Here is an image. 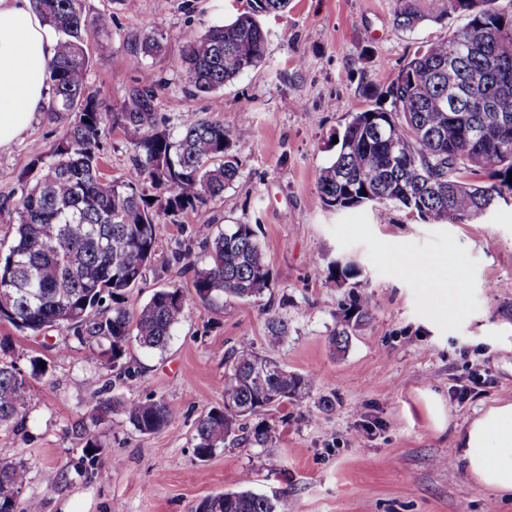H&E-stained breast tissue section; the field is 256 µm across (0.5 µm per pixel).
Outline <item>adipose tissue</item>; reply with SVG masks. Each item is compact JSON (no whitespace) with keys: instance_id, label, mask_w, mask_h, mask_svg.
<instances>
[{"instance_id":"obj_1","label":"adipose tissue","mask_w":512,"mask_h":512,"mask_svg":"<svg viewBox=\"0 0 512 512\" xmlns=\"http://www.w3.org/2000/svg\"><path fill=\"white\" fill-rule=\"evenodd\" d=\"M58 47L32 0H0V149L15 144L46 110L48 64ZM456 446L476 482L512 496V403L483 411L458 431Z\"/></svg>"}]
</instances>
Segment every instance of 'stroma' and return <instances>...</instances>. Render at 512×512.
I'll use <instances>...</instances> for the list:
<instances>
[{
	"label": "stroma",
	"instance_id": "35a3bbf8",
	"mask_svg": "<svg viewBox=\"0 0 512 512\" xmlns=\"http://www.w3.org/2000/svg\"><path fill=\"white\" fill-rule=\"evenodd\" d=\"M112 14L109 35L93 34L90 85L117 109L139 84L158 88L155 108L171 133L195 117H217L238 130V179L206 217L188 213L158 226L160 250L135 292L148 301L181 288L187 315L165 350L131 344L119 365L88 361L63 327L25 336L0 321L16 365L29 373L22 429L0 428V462L29 470L24 497L39 512H195L207 496L238 490L276 497L279 512H512V498L473 480L458 459L456 432L488 406L512 402V204L467 224H431L416 213L378 207L324 208L319 170L336 157L334 136L353 113L373 105L419 46L464 26L462 13L399 28L400 0H290L262 18L265 63L208 96L180 79L186 31L206 33L248 11L250 0H87ZM160 52H144L147 36ZM63 122L36 117L21 139L0 150V256L12 242L9 207L35 183L34 162L48 155ZM253 224L270 264L262 295L212 303L192 286L193 269L172 258L178 244L200 241L210 225ZM432 255L461 281V306L432 293L410 258ZM355 274L337 283L334 266ZM367 305L369 317L335 350L343 311ZM281 318L288 336L267 340ZM252 349L288 370L314 376L302 405L270 409L269 448L228 444L206 458L194 451L196 420L224 404V354ZM46 374L31 376V357ZM466 396H458L460 387ZM102 391L120 405L162 398L173 422L151 435L114 413L92 422L89 399ZM447 420L437 429L429 396ZM103 448L83 452L84 426Z\"/></svg>",
	"mask_w": 512,
	"mask_h": 512
}]
</instances>
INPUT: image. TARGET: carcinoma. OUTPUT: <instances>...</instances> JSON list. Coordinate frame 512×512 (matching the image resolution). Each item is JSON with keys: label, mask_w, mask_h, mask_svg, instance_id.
<instances>
[{"label": "carcinoma", "mask_w": 512, "mask_h": 512, "mask_svg": "<svg viewBox=\"0 0 512 512\" xmlns=\"http://www.w3.org/2000/svg\"><path fill=\"white\" fill-rule=\"evenodd\" d=\"M289 0H252L250 10L200 35L184 36L181 73L195 94L224 87L266 57L260 17L277 14ZM42 20L60 35L49 64L47 112L67 121L49 160L41 162L33 187L14 206L13 243L0 259V320L39 336L65 327L81 349L109 355L113 365L131 341L162 350L186 314L179 288L156 291L141 303L132 292L159 248L157 225L174 224L191 211L224 197L239 177L235 128L222 119L187 120L174 136L160 128L155 91L131 89L117 112L101 109L88 74L93 57L88 33L107 34L112 13L89 14L85 0H34ZM462 12V29L420 47L390 82V107L356 112L346 124L336 159L316 179L323 205L348 209L364 204L402 207L436 223L466 224L482 207L494 208L508 194L512 140L496 133L497 112L512 111V93L497 95L493 76L512 67V0H400L399 27L412 31L426 20ZM487 129L484 144H468L463 127ZM120 130L137 150L124 176L106 180L99 160L109 132ZM272 273L253 224H231L211 236L193 288L202 299L225 295L251 299L269 288ZM269 341L287 337L279 318L267 322ZM0 338V426H23L29 381ZM277 368L260 388L250 379L259 358ZM224 379V403L298 405L314 377L289 371L254 351L232 352ZM141 434L167 427L173 410L162 398L121 407ZM254 413L212 409L195 426V453L203 458L227 442L271 446L275 431L264 422L247 427ZM29 482L21 464L0 463V512H30L17 493ZM197 512H277V500L242 486L204 498Z\"/></svg>", "instance_id": "obj_1"}]
</instances>
